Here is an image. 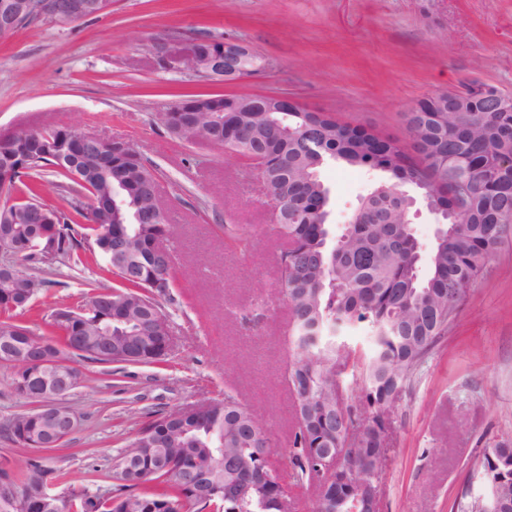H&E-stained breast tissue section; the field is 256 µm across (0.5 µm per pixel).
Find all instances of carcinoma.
Segmentation results:
<instances>
[{
  "label": "carcinoma",
  "mask_w": 512,
  "mask_h": 512,
  "mask_svg": "<svg viewBox=\"0 0 512 512\" xmlns=\"http://www.w3.org/2000/svg\"><path fill=\"white\" fill-rule=\"evenodd\" d=\"M501 108L488 112L484 92L471 87L460 100L436 91L419 102V111L405 114L407 142L382 137L358 125L341 123L328 112H250L246 104L257 95H223L224 116L216 125L207 112L186 113L198 130L217 128L224 150L244 159L256 152L265 159L264 177L274 193L272 213L277 236L284 241L278 257V294L290 316L299 351L291 364L295 397V431L290 463L297 482L319 486L314 452L337 448L352 430L356 443L340 467L349 476L377 484L386 467V428L380 413L390 408L412 381L438 341L448 331L468 290L493 261L498 247L512 236V95L495 87ZM26 159L23 171L0 183V194L13 195L17 183L32 186L16 203L0 212V232L9 236L25 262L43 263L32 249L35 231L53 233L62 258L74 265L98 259L102 270L117 280L110 286L87 284L88 300L78 314L82 335L108 338L113 349H129L131 359L114 363H149L151 359L129 342L139 335L150 315L143 281L158 270L170 295L175 280L172 251L162 258L148 245L169 240L168 213L158 214L149 190L156 170L143 161L121 162L97 150L80 152L67 127H45L38 136L27 133L0 142V166H13L11 156ZM361 167L382 174L358 207L354 222L342 233L343 253L335 251L329 224V190L319 177L329 163ZM70 185L68 208H48L39 200L45 172ZM414 187L439 228L429 259V272L419 274L420 246L402 213ZM42 210L48 223L32 222ZM44 281L25 271L10 280L13 300L23 312L35 310L34 300ZM73 305L58 303L42 317L49 330L45 354L63 356L74 347L76 335L62 313ZM15 309L0 300V336L13 329ZM357 324L364 325L369 348L341 340ZM360 391L361 409L346 407V429L337 427L344 392ZM204 415L179 416L156 411L138 434H156V447L142 448L140 477L129 468L128 450L112 457L109 478L113 488L91 493L67 487L68 472L50 465V458H30L12 470V486L36 491L47 477L59 498L45 512H86L99 504L112 512V500L126 498L129 512L144 505L182 503L185 512H281L288 494L269 499L261 489L245 499L224 496V486L240 471L282 477L268 455L253 452V412L233 395L214 400ZM51 423L32 412L14 415L7 424L12 436L25 429L47 433ZM193 469L204 477L208 493L198 494L182 481L181 471ZM480 485L468 487L457 512H494L499 500L512 499V444L499 442L482 450Z\"/></svg>",
  "instance_id": "carcinoma-1"
}]
</instances>
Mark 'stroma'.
<instances>
[{
	"mask_svg": "<svg viewBox=\"0 0 512 512\" xmlns=\"http://www.w3.org/2000/svg\"><path fill=\"white\" fill-rule=\"evenodd\" d=\"M209 38L245 41L265 62L225 84L163 68L162 51ZM491 84L512 94V0H112L110 13L61 28L37 24L0 40V137L73 127L133 141L156 167L173 224L176 268L159 298L173 345L163 359L80 362L85 378L64 403L80 418L53 466L73 487L108 490L107 461L128 448L155 410H176L233 389L265 426L289 475L296 356L279 300L280 242L262 187L222 146L187 144L158 120L188 94H285L344 122L405 138L404 115L435 91ZM330 222L341 234L371 191L366 170L324 166ZM249 227L235 246L225 227ZM37 305L84 299L96 266L36 265ZM32 405L0 366V454L26 460L3 426ZM388 461L378 512H457L486 446L512 442V239L467 293L432 354L385 411Z\"/></svg>",
	"mask_w": 512,
	"mask_h": 512,
	"instance_id": "obj_1",
	"label": "stroma"
}]
</instances>
